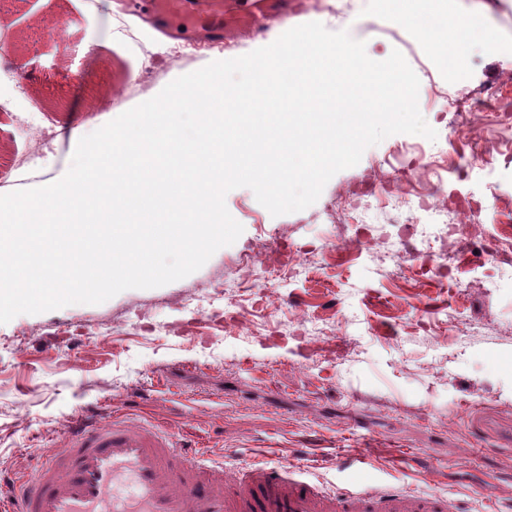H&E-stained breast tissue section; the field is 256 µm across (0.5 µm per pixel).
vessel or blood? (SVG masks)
Listing matches in <instances>:
<instances>
[{
    "label": "vessel or blood",
    "instance_id": "obj_1",
    "mask_svg": "<svg viewBox=\"0 0 512 512\" xmlns=\"http://www.w3.org/2000/svg\"><path fill=\"white\" fill-rule=\"evenodd\" d=\"M116 0L147 14L174 38L224 40L227 28L261 30L281 0ZM9 512H454L448 498L372 482L337 491L288 466L208 462L164 432L117 416H74L63 446L39 460L33 477L0 476Z\"/></svg>",
    "mask_w": 512,
    "mask_h": 512
}]
</instances>
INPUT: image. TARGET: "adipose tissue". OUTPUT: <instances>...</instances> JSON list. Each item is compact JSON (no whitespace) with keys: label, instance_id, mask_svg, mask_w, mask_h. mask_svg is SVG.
Here are the masks:
<instances>
[{"label":"adipose tissue","instance_id":"obj_1","mask_svg":"<svg viewBox=\"0 0 512 512\" xmlns=\"http://www.w3.org/2000/svg\"><path fill=\"white\" fill-rule=\"evenodd\" d=\"M392 8L402 25L426 37L434 49L452 51L453 62L461 69L468 63V44L476 40L485 44L494 38L478 19L461 22L445 0H394Z\"/></svg>","mask_w":512,"mask_h":512}]
</instances>
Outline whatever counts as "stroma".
Returning a JSON list of instances; mask_svg holds the SVG:
<instances>
[{"label": "stroma", "instance_id": "obj_1", "mask_svg": "<svg viewBox=\"0 0 512 512\" xmlns=\"http://www.w3.org/2000/svg\"><path fill=\"white\" fill-rule=\"evenodd\" d=\"M448 6L497 34L470 49L461 74L393 27L375 0H350L342 16L324 0H288L262 40L318 21L363 41L372 60L400 51L420 79L432 147L445 152L486 135L479 113L458 124L449 102L468 106L483 88L512 83V0ZM1 28L17 50L0 68V194L59 180L74 130L90 134L178 76L258 42L231 34L190 44L176 61L169 41L112 0H10ZM118 65L130 82L115 80ZM415 141L395 134L369 147L299 212L275 217L251 189L230 191L243 233L184 279L0 324V468L32 474L64 443L73 415L113 409L216 461L281 462L339 487L435 490L466 512L512 503V265L482 250L449 275L438 268L449 227L472 220L512 236V161L449 178L448 189L470 195L472 214H458L449 196L438 224L403 201L412 186L437 190ZM33 151L40 172L16 181L13 165ZM369 181L393 199L365 214L353 190ZM359 214L364 223L340 241L337 226ZM411 222L412 245L385 256L386 232Z\"/></svg>", "mask_w": 512, "mask_h": 512}]
</instances>
